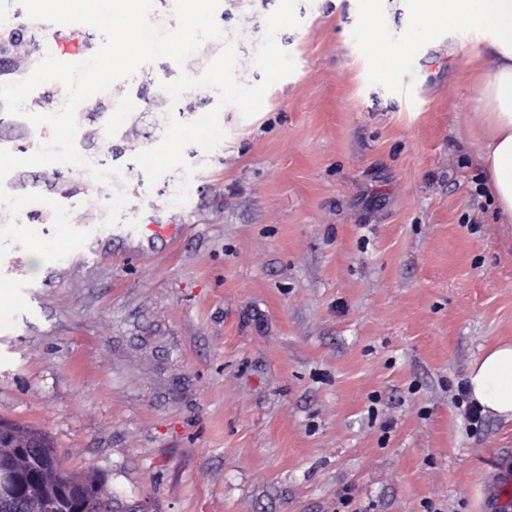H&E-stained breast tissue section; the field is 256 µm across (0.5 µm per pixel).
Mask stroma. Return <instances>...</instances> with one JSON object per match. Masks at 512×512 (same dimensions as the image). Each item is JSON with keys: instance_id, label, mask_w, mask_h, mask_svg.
Returning a JSON list of instances; mask_svg holds the SVG:
<instances>
[{"instance_id": "35a3bbf8", "label": "stroma", "mask_w": 512, "mask_h": 512, "mask_svg": "<svg viewBox=\"0 0 512 512\" xmlns=\"http://www.w3.org/2000/svg\"><path fill=\"white\" fill-rule=\"evenodd\" d=\"M377 12L368 34L362 0H221L222 37L78 108L79 152L121 178L8 176L90 236L44 266L18 245L0 260V420L151 512H481L512 448V421L473 429L455 402L512 339V224L479 160L493 62L471 21L385 81L408 0ZM55 38L12 5L0 83ZM51 137L0 109V148ZM158 149L167 163L143 162Z\"/></svg>"}]
</instances>
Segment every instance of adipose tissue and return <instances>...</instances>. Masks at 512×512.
Instances as JSON below:
<instances>
[{
    "label": "adipose tissue",
    "instance_id": "ef3b65f1",
    "mask_svg": "<svg viewBox=\"0 0 512 512\" xmlns=\"http://www.w3.org/2000/svg\"><path fill=\"white\" fill-rule=\"evenodd\" d=\"M418 30L481 20L487 29L483 52L494 61L483 81L485 109L479 159L485 188L502 223H512V0H411ZM468 398L483 413L512 420V341L483 350L465 377Z\"/></svg>",
    "mask_w": 512,
    "mask_h": 512
}]
</instances>
